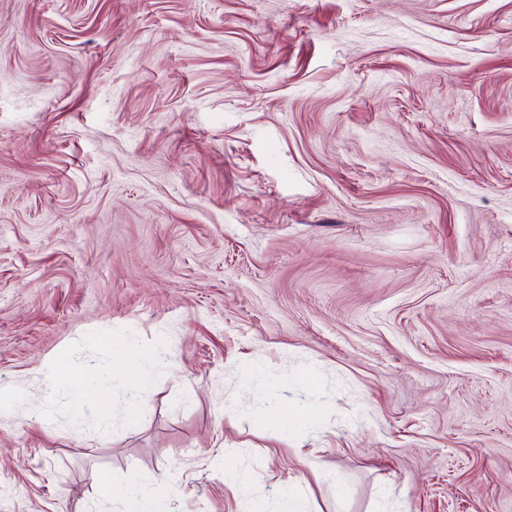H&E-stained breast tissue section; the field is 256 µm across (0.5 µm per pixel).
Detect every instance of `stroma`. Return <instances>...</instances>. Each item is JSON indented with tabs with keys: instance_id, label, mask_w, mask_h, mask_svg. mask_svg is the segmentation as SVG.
I'll list each match as a JSON object with an SVG mask.
<instances>
[{
	"instance_id": "1",
	"label": "stroma",
	"mask_w": 512,
	"mask_h": 512,
	"mask_svg": "<svg viewBox=\"0 0 512 512\" xmlns=\"http://www.w3.org/2000/svg\"><path fill=\"white\" fill-rule=\"evenodd\" d=\"M133 478L512 512V0H0V512ZM152 362V354L139 353L131 360L124 362L118 368V372L125 380L127 385L133 390L130 397V408L135 409L138 407L137 403V388L142 384L147 365ZM82 379L69 363L59 362L49 369L43 393L47 398L66 396L77 390Z\"/></svg>"
}]
</instances>
